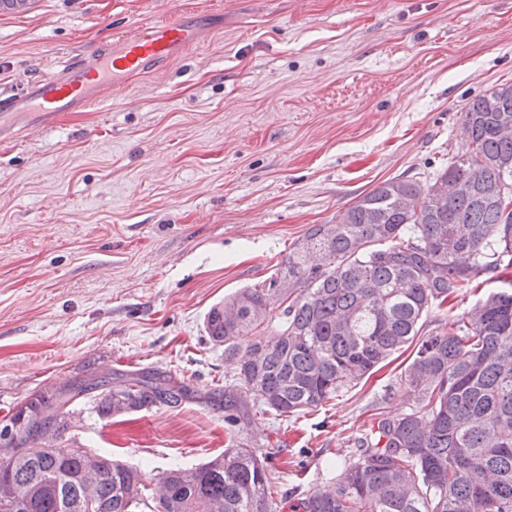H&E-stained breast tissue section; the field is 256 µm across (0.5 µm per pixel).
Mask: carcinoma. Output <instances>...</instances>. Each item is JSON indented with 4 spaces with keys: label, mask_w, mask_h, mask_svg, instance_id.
I'll return each mask as SVG.
<instances>
[{
    "label": "carcinoma",
    "mask_w": 512,
    "mask_h": 512,
    "mask_svg": "<svg viewBox=\"0 0 512 512\" xmlns=\"http://www.w3.org/2000/svg\"><path fill=\"white\" fill-rule=\"evenodd\" d=\"M459 130L468 150L433 181H384L336 223L310 227L276 276L207 313L210 340L237 360L236 390L224 392L233 426L252 406L317 408L413 348L402 382L417 405L381 415L336 487L303 495L301 512H512V84L469 100ZM310 253L321 263L307 266ZM486 273L499 286L448 330L420 333L430 309ZM275 317V331L253 336ZM92 392L105 417L189 396L144 374L35 394L0 421V512H278L267 458L250 448L170 471L154 499L136 468L54 447L62 409Z\"/></svg>",
    "instance_id": "obj_1"
}]
</instances>
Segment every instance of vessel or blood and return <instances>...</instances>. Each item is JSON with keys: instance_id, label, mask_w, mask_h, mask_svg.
Returning <instances> with one entry per match:
<instances>
[{"instance_id": "vessel-or-blood-1", "label": "vessel or blood", "mask_w": 512, "mask_h": 512, "mask_svg": "<svg viewBox=\"0 0 512 512\" xmlns=\"http://www.w3.org/2000/svg\"><path fill=\"white\" fill-rule=\"evenodd\" d=\"M199 40V26L182 13L168 20L143 22L105 50L27 82L14 92H0V117L34 112L40 122H51L58 113L99 102L103 90L124 85L130 75L155 71Z\"/></svg>"}]
</instances>
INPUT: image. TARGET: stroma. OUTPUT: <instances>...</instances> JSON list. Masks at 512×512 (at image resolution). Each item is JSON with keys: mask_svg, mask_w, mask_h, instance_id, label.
Masks as SVG:
<instances>
[{"mask_svg": "<svg viewBox=\"0 0 512 512\" xmlns=\"http://www.w3.org/2000/svg\"><path fill=\"white\" fill-rule=\"evenodd\" d=\"M183 11L212 18L198 45L55 124L19 114L0 142V418L93 375L167 374L192 399L104 418L81 396L55 447L137 467L152 490L245 444L291 512L334 487L378 414L415 405L411 355L233 431L236 363L206 315L274 276L312 225L466 151L464 104L512 83V0H32L0 11V90Z\"/></svg>", "mask_w": 512, "mask_h": 512, "instance_id": "35a3bbf8", "label": "stroma"}]
</instances>
